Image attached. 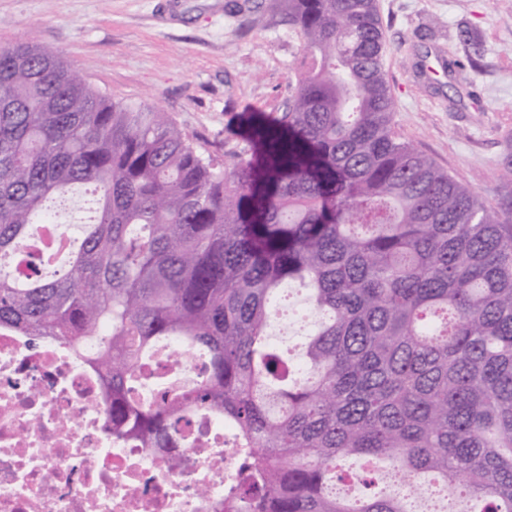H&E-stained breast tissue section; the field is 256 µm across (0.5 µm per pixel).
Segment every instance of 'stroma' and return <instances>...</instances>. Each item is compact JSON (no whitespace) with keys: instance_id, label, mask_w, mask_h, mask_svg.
I'll use <instances>...</instances> for the list:
<instances>
[{"instance_id":"1","label":"stroma","mask_w":512,"mask_h":512,"mask_svg":"<svg viewBox=\"0 0 512 512\" xmlns=\"http://www.w3.org/2000/svg\"><path fill=\"white\" fill-rule=\"evenodd\" d=\"M0 0V46L61 53L96 90L145 102L208 150L235 144L245 112L282 111L303 42L270 25L276 0ZM402 138L489 206L512 138V0H377ZM477 43L460 37L463 29ZM473 66L456 68V61Z\"/></svg>"}]
</instances>
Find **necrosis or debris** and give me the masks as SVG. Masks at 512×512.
<instances>
[{
	"instance_id": "1",
	"label": "necrosis or debris",
	"mask_w": 512,
	"mask_h": 512,
	"mask_svg": "<svg viewBox=\"0 0 512 512\" xmlns=\"http://www.w3.org/2000/svg\"><path fill=\"white\" fill-rule=\"evenodd\" d=\"M202 378L201 359L163 340L146 365ZM177 450L114 440L97 371L62 342L0 329V512H224L239 481L234 427L196 411ZM189 467L176 471L170 454Z\"/></svg>"
}]
</instances>
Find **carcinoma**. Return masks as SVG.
<instances>
[{
  "instance_id": "cac0c4a2",
  "label": "carcinoma",
  "mask_w": 512,
  "mask_h": 512,
  "mask_svg": "<svg viewBox=\"0 0 512 512\" xmlns=\"http://www.w3.org/2000/svg\"><path fill=\"white\" fill-rule=\"evenodd\" d=\"M271 21L303 41L288 100L222 154L60 53L0 47V328L80 354L107 337L115 440L174 448L189 409L233 422L246 475L224 512H419L432 493L512 512V207L394 130L376 0H278ZM75 186L90 223L46 277L25 249ZM287 286L316 316L298 361L273 341ZM170 337L206 355L188 388L145 372ZM350 456L389 460L394 488L333 491L375 485L337 471Z\"/></svg>"
}]
</instances>
